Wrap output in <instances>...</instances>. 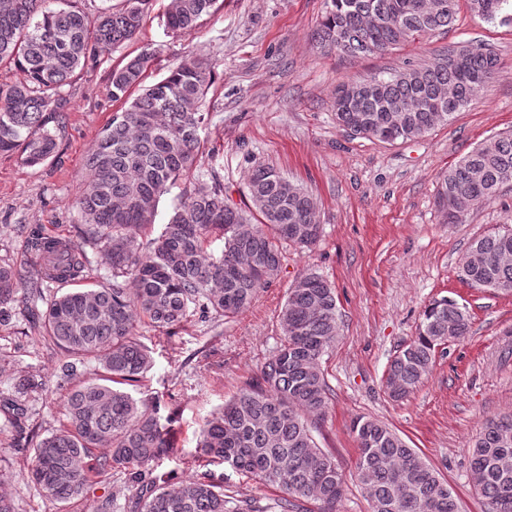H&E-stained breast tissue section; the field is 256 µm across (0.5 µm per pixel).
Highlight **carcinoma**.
<instances>
[{
  "instance_id": "carcinoma-1",
  "label": "carcinoma",
  "mask_w": 512,
  "mask_h": 512,
  "mask_svg": "<svg viewBox=\"0 0 512 512\" xmlns=\"http://www.w3.org/2000/svg\"><path fill=\"white\" fill-rule=\"evenodd\" d=\"M56 0H7L0 7V66L23 80L0 82V155L28 167L58 155L76 71L93 72L140 32L154 0H100L94 14L57 9ZM494 19L512 0H468ZM460 0H331L315 39L327 52L358 58L447 30ZM218 0H172L165 27L189 35ZM160 49L146 47L109 67L112 113L86 155L75 198L80 242L32 232L26 245L36 261L28 271L0 264L2 308L23 303L29 321L70 361L98 359L104 376L73 390L65 400L68 425L32 443L34 484L57 502L81 496L91 476L109 470L138 486L135 512H267L255 498L226 491L224 478L204 474L170 484L156 467L173 447L160 400L119 389L138 383L151 366L136 339L139 324L171 334L188 318L233 317L248 310L278 277L283 245L310 250L322 228L316 198L275 168L256 164L246 180L245 207L224 198L215 171L200 174L210 121L205 99L212 80L207 60L189 53L160 81L144 85ZM499 65L490 48L462 45L438 53L421 68L369 79L351 109H342L337 87L336 124L350 136L383 141L425 137L465 108ZM512 179V135L486 141L443 172L436 203L445 223L460 224L465 209L494 201ZM181 180L189 182L173 215L153 238L158 203ZM95 250L106 281L87 279L86 248ZM471 288L512 293V225L472 241L456 266ZM56 292L44 294V289ZM283 342L239 392L207 420L191 454L195 462L225 465L278 492L279 512H337L345 474L319 448L313 429L325 419L330 387L323 356L339 335L335 288L308 272L288 289L279 314ZM466 305L444 297L422 312L417 336L388 363L384 383L394 401L406 399L432 370L438 346L468 335ZM352 433L359 456L355 478L371 512H459L447 482L386 425L358 418ZM474 488L487 512H512V415L485 421L470 451Z\"/></svg>"
}]
</instances>
